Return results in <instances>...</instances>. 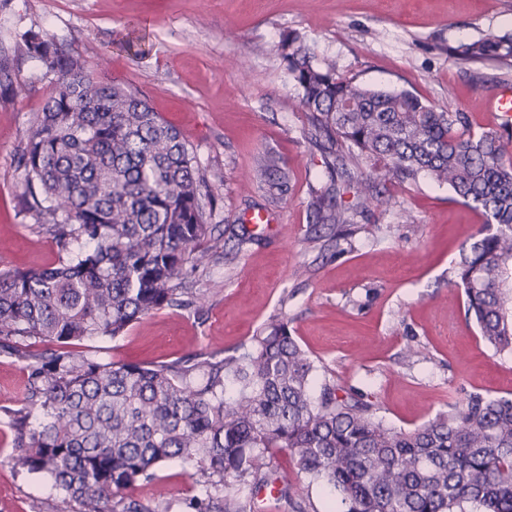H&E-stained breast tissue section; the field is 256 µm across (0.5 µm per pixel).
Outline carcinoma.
<instances>
[{"label": "carcinoma", "instance_id": "cac0c4a2", "mask_svg": "<svg viewBox=\"0 0 512 512\" xmlns=\"http://www.w3.org/2000/svg\"><path fill=\"white\" fill-rule=\"evenodd\" d=\"M22 38L56 76L18 163L27 208L45 220L58 262L0 272V352L26 371L24 404L9 413L15 468L49 475L73 512H157L121 491L155 482L175 458L197 467L193 512H255L258 494L274 487L283 508L304 512L271 463L288 451L336 494L340 512H512V397L471 393L412 429L389 426L361 393L340 396L328 380L313 390V361L282 321L223 358L145 366L82 349L162 308L200 303L186 282L203 262L213 201L193 149L140 91L108 81L46 32ZM278 50L309 140L324 150L327 181L309 187L313 222L341 238L383 204L375 175L448 185L486 218L461 249L453 283L485 343L512 353V129L476 134L464 112L364 86L319 64L296 31ZM452 53L507 65L512 32ZM361 162L369 172L345 206L338 198ZM254 178L269 205L288 195L277 157L266 156Z\"/></svg>", "mask_w": 512, "mask_h": 512}]
</instances>
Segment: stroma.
I'll return each instance as SVG.
<instances>
[{"instance_id": "stroma-1", "label": "stroma", "mask_w": 512, "mask_h": 512, "mask_svg": "<svg viewBox=\"0 0 512 512\" xmlns=\"http://www.w3.org/2000/svg\"><path fill=\"white\" fill-rule=\"evenodd\" d=\"M30 29L142 91L181 131L217 200L210 261L196 274L202 308H163L84 348L140 364L200 352L228 357L276 318L307 351L316 378L368 393L396 427L414 428L473 392L512 395V354L486 345L465 316L462 290L450 285L453 262L484 216L447 186L378 177L382 206L357 216L338 246L314 243L308 187L325 167L304 136L299 91L278 53L281 34L297 31L341 74L464 112L481 132L489 128L486 104L512 86V65L466 62L451 48L512 31V0H0V54L14 61L12 89H0V271L58 260L51 236L23 206L17 163L53 79L24 50ZM270 154L291 179L273 208L253 179ZM263 209L270 223H249ZM409 346L415 356H406ZM25 381L21 364L0 353V512H70L49 478L10 462L8 413L22 407ZM276 464L308 512H336L334 496L301 474L290 453ZM157 475L129 497L153 500L161 485L169 512H187L195 466L171 460Z\"/></svg>"}]
</instances>
